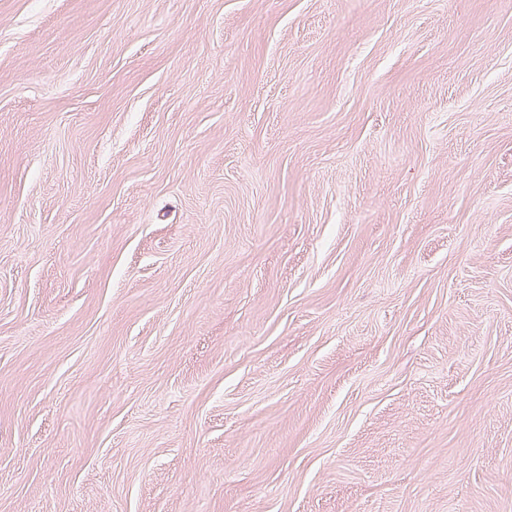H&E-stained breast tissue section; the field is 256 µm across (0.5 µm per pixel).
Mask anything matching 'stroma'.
Segmentation results:
<instances>
[{
  "label": "stroma",
  "instance_id": "1",
  "mask_svg": "<svg viewBox=\"0 0 512 512\" xmlns=\"http://www.w3.org/2000/svg\"><path fill=\"white\" fill-rule=\"evenodd\" d=\"M0 512H512V0H0Z\"/></svg>",
  "mask_w": 512,
  "mask_h": 512
}]
</instances>
